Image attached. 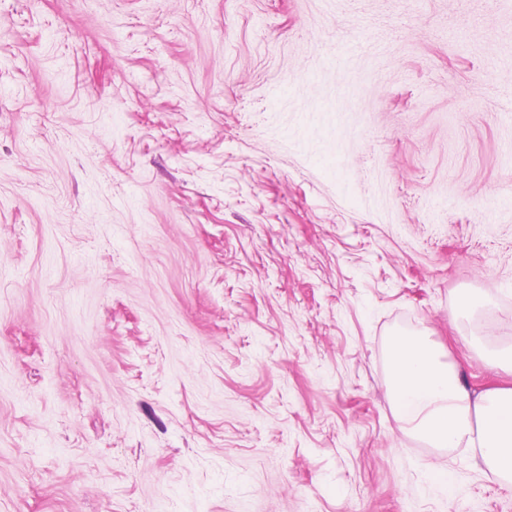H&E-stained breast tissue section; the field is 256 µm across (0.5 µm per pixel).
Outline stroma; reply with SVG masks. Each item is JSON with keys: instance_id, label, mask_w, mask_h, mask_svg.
Returning <instances> with one entry per match:
<instances>
[{"instance_id": "stroma-1", "label": "stroma", "mask_w": 512, "mask_h": 512, "mask_svg": "<svg viewBox=\"0 0 512 512\" xmlns=\"http://www.w3.org/2000/svg\"><path fill=\"white\" fill-rule=\"evenodd\" d=\"M421 333L512 387V0H0V512H512ZM393 397L399 423L435 448L474 445V464L512 478V387L477 396L424 338L396 336Z\"/></svg>"}]
</instances>
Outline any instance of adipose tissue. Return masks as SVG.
<instances>
[{"label":"adipose tissue","instance_id":"ef3b65f1","mask_svg":"<svg viewBox=\"0 0 512 512\" xmlns=\"http://www.w3.org/2000/svg\"><path fill=\"white\" fill-rule=\"evenodd\" d=\"M399 423L436 448L474 445L476 466L512 478V387L473 394L455 364L416 336L392 343Z\"/></svg>","mask_w":512,"mask_h":512}]
</instances>
